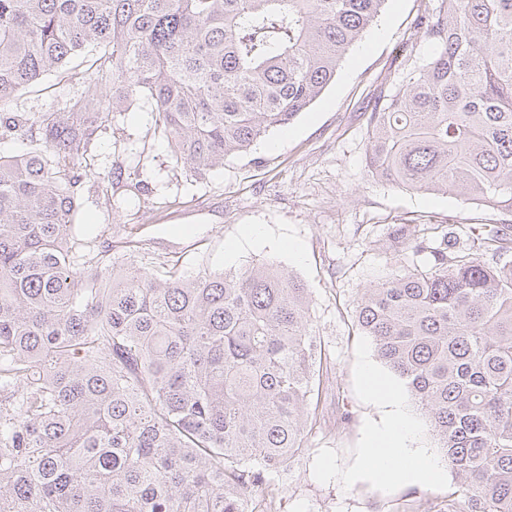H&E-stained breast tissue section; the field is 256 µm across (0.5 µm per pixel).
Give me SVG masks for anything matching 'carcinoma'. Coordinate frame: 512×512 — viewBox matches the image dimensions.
I'll return each mask as SVG.
<instances>
[{
	"instance_id": "1",
	"label": "carcinoma",
	"mask_w": 512,
	"mask_h": 512,
	"mask_svg": "<svg viewBox=\"0 0 512 512\" xmlns=\"http://www.w3.org/2000/svg\"><path fill=\"white\" fill-rule=\"evenodd\" d=\"M387 0H0V110L92 54L112 94L0 115V512H249L316 413L309 289L270 263L162 277L72 234L74 156L121 103L203 174L290 124ZM434 56L368 117L365 163L404 190L512 215V0H440ZM431 262L362 292L355 321L406 385L460 498L512 512V250L504 223L394 231Z\"/></svg>"
}]
</instances>
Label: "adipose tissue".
Wrapping results in <instances>:
<instances>
[{
  "instance_id": "adipose-tissue-1",
  "label": "adipose tissue",
  "mask_w": 512,
  "mask_h": 512,
  "mask_svg": "<svg viewBox=\"0 0 512 512\" xmlns=\"http://www.w3.org/2000/svg\"><path fill=\"white\" fill-rule=\"evenodd\" d=\"M366 376L370 395L383 402L389 414L387 425L372 436L370 462L377 478L383 482L395 479L401 472L400 461L405 457L412 459L415 468L423 474L435 476L429 457L421 449L407 445L414 426L402 410L397 390L374 370H367Z\"/></svg>"
}]
</instances>
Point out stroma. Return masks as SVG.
<instances>
[{
    "instance_id": "obj_1",
    "label": "stroma",
    "mask_w": 512,
    "mask_h": 512,
    "mask_svg": "<svg viewBox=\"0 0 512 512\" xmlns=\"http://www.w3.org/2000/svg\"><path fill=\"white\" fill-rule=\"evenodd\" d=\"M439 0H387L377 21L349 50L333 81L290 125L270 130L252 149L198 176L154 135L151 103L141 100L106 122L75 172L82 180L76 222L82 251L111 246L160 273H190L273 262L293 271L312 296L310 320L321 385L302 452L270 476L273 512H446L451 476L378 483L365 465L367 434L386 409L369 394L367 368L385 372L370 337L353 330L362 288L426 254L394 252L393 226L501 224L487 205L402 190L365 167L367 120L376 97L398 89L433 55L417 39L418 18ZM93 76L74 84L49 76L10 109L33 116L62 111ZM121 176L112 179L113 166ZM265 242L243 243L246 229ZM235 250L225 260L227 250Z\"/></svg>"
}]
</instances>
